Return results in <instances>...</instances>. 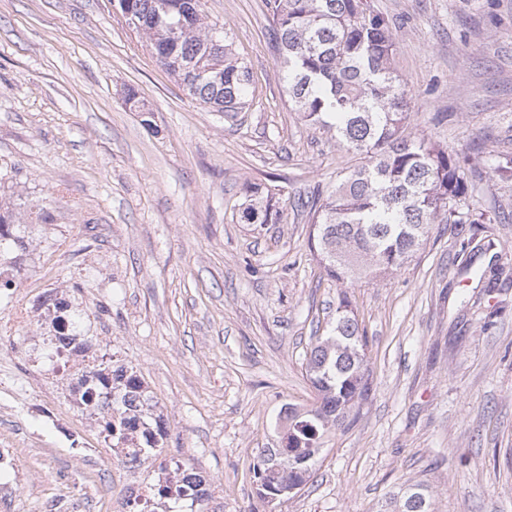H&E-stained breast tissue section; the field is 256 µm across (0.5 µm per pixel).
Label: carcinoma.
<instances>
[{"label":"carcinoma","instance_id":"1","mask_svg":"<svg viewBox=\"0 0 512 512\" xmlns=\"http://www.w3.org/2000/svg\"><path fill=\"white\" fill-rule=\"evenodd\" d=\"M122 13L137 20L133 29L145 38L158 62L180 80L189 95L216 112H240L247 104L248 68L235 57L224 33L205 20L202 0H116ZM276 28L280 67L288 101L306 119L336 132L344 147L369 161L352 172L316 210V242L327 275L340 281L350 273L374 277L402 267L434 224H483L486 214L468 202L471 168L448 149L424 138L402 135L410 116L408 93L395 68V42L389 22L367 0H266ZM184 19L173 34L170 24ZM212 57L215 71L199 81L184 65ZM249 224L272 221L271 205L243 212ZM366 343L350 302L342 300L329 332L311 348L306 368L320 394L315 407L288 409V447L272 463L257 457L253 465L262 498L275 501L297 494L323 452V437L365 399ZM123 393L121 407L100 397L97 381ZM85 408L98 415L116 445L129 441L112 415L132 414L144 425L143 446L156 447L151 431L150 398L144 382L122 365L109 376L78 377ZM172 490L156 483L161 512H202L213 499L204 476ZM387 512H431L426 487L399 488Z\"/></svg>","mask_w":512,"mask_h":512}]
</instances>
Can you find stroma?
I'll return each instance as SVG.
<instances>
[{"mask_svg": "<svg viewBox=\"0 0 512 512\" xmlns=\"http://www.w3.org/2000/svg\"><path fill=\"white\" fill-rule=\"evenodd\" d=\"M368 3L391 25L404 134L466 161L492 224L434 225L400 269L339 282L310 203L366 158L293 111L264 0H203L250 72L233 116L192 98L110 0H0V265L21 272L0 291V512H113L105 438L51 372L49 295L144 380L163 457L214 479L224 512H379L418 483L434 512H512V179L490 167L512 155V0ZM252 184L272 223L242 221ZM488 235L464 273L462 241ZM493 268L489 293L477 275ZM344 298L369 393L306 486L267 502L251 464L281 447L283 410L316 403L306 353Z\"/></svg>", "mask_w": 512, "mask_h": 512, "instance_id": "1", "label": "stroma"}]
</instances>
